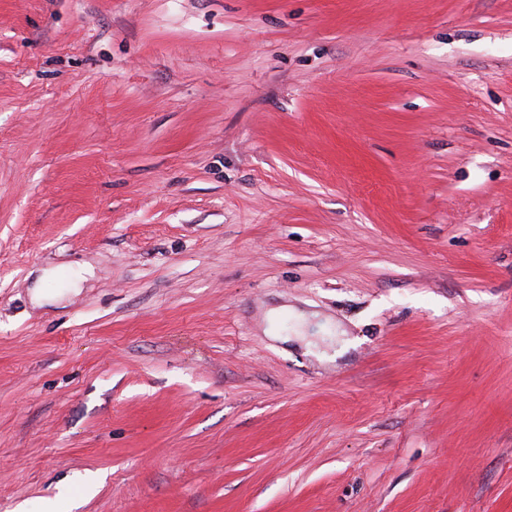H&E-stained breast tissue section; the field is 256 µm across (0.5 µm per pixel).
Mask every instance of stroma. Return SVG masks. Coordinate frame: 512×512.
<instances>
[{
	"label": "stroma",
	"mask_w": 512,
	"mask_h": 512,
	"mask_svg": "<svg viewBox=\"0 0 512 512\" xmlns=\"http://www.w3.org/2000/svg\"><path fill=\"white\" fill-rule=\"evenodd\" d=\"M0 512H512V0H0Z\"/></svg>",
	"instance_id": "35a3bbf8"
}]
</instances>
